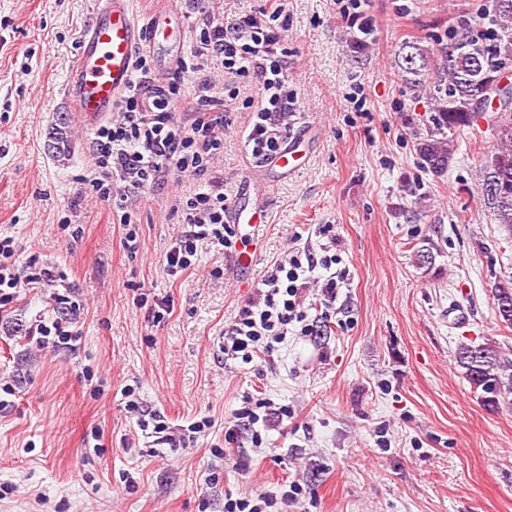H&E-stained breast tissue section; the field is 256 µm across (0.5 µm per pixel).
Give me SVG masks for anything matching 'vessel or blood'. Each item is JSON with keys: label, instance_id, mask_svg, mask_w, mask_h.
I'll use <instances>...</instances> for the list:
<instances>
[{"label": "vessel or blood", "instance_id": "obj_1", "mask_svg": "<svg viewBox=\"0 0 512 512\" xmlns=\"http://www.w3.org/2000/svg\"><path fill=\"white\" fill-rule=\"evenodd\" d=\"M185 17L182 11L166 8L139 23L131 0H99L89 28L79 42L77 63L68 77L69 96L83 123L97 127L111 114L117 100L128 90L137 47L147 48L161 69L177 65L183 55ZM311 132L289 136L282 149L261 166L267 181L297 171L311 148ZM267 203L262 193L247 189L235 202L229 221L244 226L251 243H258L267 221Z\"/></svg>", "mask_w": 512, "mask_h": 512}]
</instances>
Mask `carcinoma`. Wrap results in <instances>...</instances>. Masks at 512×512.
<instances>
[{
	"instance_id": "carcinoma-1",
	"label": "carcinoma",
	"mask_w": 512,
	"mask_h": 512,
	"mask_svg": "<svg viewBox=\"0 0 512 512\" xmlns=\"http://www.w3.org/2000/svg\"><path fill=\"white\" fill-rule=\"evenodd\" d=\"M450 45L432 56L407 45L400 69L409 88L434 101L432 128L416 143L423 168L436 175L448 170L453 157L451 134L470 127L482 104L484 78L512 63V0H487L479 21L461 22L448 32ZM436 77L429 78V71ZM497 148L481 159L483 202L495 220L512 232V110L497 112ZM493 301L499 320L512 326V282L495 284ZM462 376L489 408L512 406V357L499 347L464 344L455 353Z\"/></svg>"
}]
</instances>
